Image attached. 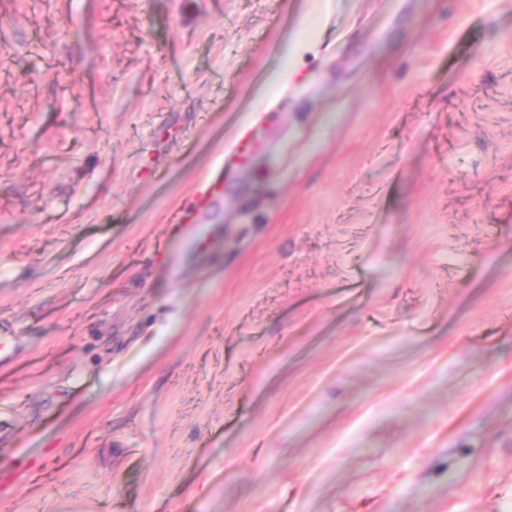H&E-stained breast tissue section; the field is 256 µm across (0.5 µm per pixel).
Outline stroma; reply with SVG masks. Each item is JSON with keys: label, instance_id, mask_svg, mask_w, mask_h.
Returning a JSON list of instances; mask_svg holds the SVG:
<instances>
[{"label": "stroma", "instance_id": "35a3bbf8", "mask_svg": "<svg viewBox=\"0 0 512 512\" xmlns=\"http://www.w3.org/2000/svg\"><path fill=\"white\" fill-rule=\"evenodd\" d=\"M326 2L0 0V512H512V0Z\"/></svg>", "mask_w": 512, "mask_h": 512}]
</instances>
